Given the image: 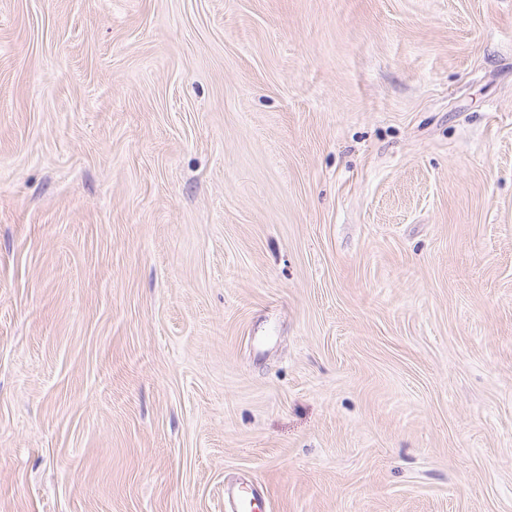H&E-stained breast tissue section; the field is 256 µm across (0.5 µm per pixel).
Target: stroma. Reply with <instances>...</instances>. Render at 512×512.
I'll list each match as a JSON object with an SVG mask.
<instances>
[{
  "label": "stroma",
  "mask_w": 512,
  "mask_h": 512,
  "mask_svg": "<svg viewBox=\"0 0 512 512\" xmlns=\"http://www.w3.org/2000/svg\"><path fill=\"white\" fill-rule=\"evenodd\" d=\"M512 512V0H0V512ZM245 493V494H244ZM237 493L227 488L224 490V506L227 512H266V504L259 491Z\"/></svg>",
  "instance_id": "stroma-1"
}]
</instances>
